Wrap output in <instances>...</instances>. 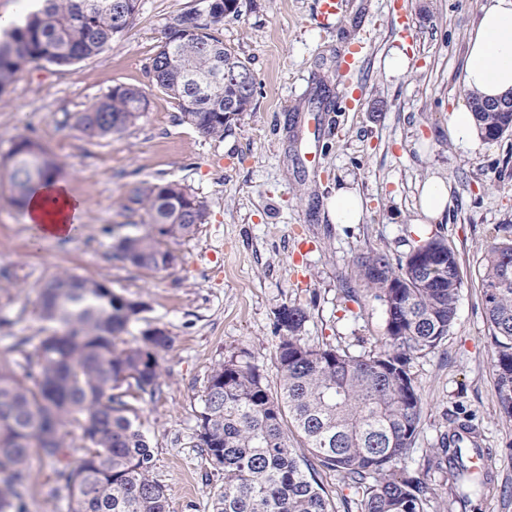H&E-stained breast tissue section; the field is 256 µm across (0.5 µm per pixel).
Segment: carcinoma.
<instances>
[{"label": "carcinoma", "mask_w": 512, "mask_h": 512, "mask_svg": "<svg viewBox=\"0 0 512 512\" xmlns=\"http://www.w3.org/2000/svg\"><path fill=\"white\" fill-rule=\"evenodd\" d=\"M139 0H44L21 27L0 43V91L31 61L72 65L100 53L138 11ZM224 10L214 0L180 13L167 24L165 41L151 63L154 85L178 102L182 121L203 134L224 138L251 110L254 93L224 86L220 64L252 74L247 62L224 44ZM479 138L493 143L512 133V112L480 110L470 95ZM147 107L136 87L117 86L77 118L90 137L125 130ZM12 200L22 208L36 187L60 173L59 161L23 139L11 153ZM150 230L120 238L115 248L134 266L166 269L177 262L168 243L191 238L205 223L202 201L183 185L151 187L141 199ZM485 312L495 346L494 368L501 414L512 419V238L491 243L480 272ZM356 303L376 300L385 313L377 351L353 355L308 344L305 309L284 304L276 352L279 390L250 362L217 363L201 398L197 444L224 487L213 512H334L318 469L334 471L343 486L361 495V512H427L424 473L398 467L420 425L422 401L411 373L416 355L436 349L457 313L462 274L457 254L443 237L431 236L393 259L370 250L356 261ZM39 314L52 324L23 374L0 365V512H26L32 453L53 465L56 491L66 512H170L163 486L151 475L153 454L131 417L134 409L112 394L124 382L155 392L160 377L154 355L170 343L160 328L143 332L144 346L120 348L118 340L137 314L105 282L60 274L42 286ZM75 425L86 453L69 461L66 433ZM294 431L311 458L290 443ZM464 424L444 435L425 470L448 468L461 507L487 480L475 481L463 451Z\"/></svg>", "instance_id": "cac0c4a2"}]
</instances>
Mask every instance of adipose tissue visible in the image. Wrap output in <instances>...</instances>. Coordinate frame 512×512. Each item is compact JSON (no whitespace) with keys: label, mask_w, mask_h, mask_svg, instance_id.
I'll list each match as a JSON object with an SVG mask.
<instances>
[{"label":"adipose tissue","mask_w":512,"mask_h":512,"mask_svg":"<svg viewBox=\"0 0 512 512\" xmlns=\"http://www.w3.org/2000/svg\"><path fill=\"white\" fill-rule=\"evenodd\" d=\"M466 87L494 99L512 90V0H485L468 41ZM68 186L51 180L25 206V221L44 239L61 240L82 212Z\"/></svg>","instance_id":"1"}]
</instances>
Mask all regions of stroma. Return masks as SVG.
<instances>
[{"label":"stroma","mask_w":512,"mask_h":512,"mask_svg":"<svg viewBox=\"0 0 512 512\" xmlns=\"http://www.w3.org/2000/svg\"><path fill=\"white\" fill-rule=\"evenodd\" d=\"M482 3L340 0L336 16L325 19L321 0H239L223 38L248 61L256 90L251 111L220 140L181 122L177 101L156 88L151 73L169 19L200 8V0H139L131 24L96 56L73 66L26 64L0 92V162L20 140L38 142L61 163L84 212L68 239H34L0 169V315L12 322L9 338L0 339V364L32 352L14 337L46 335L39 292L58 272L106 280L115 294L141 303L125 346L156 327L171 345L157 354L155 394L132 386L125 399L149 439L151 474L171 512H212L224 474L196 446V415L213 366L247 361L277 387V313L285 304L306 309L309 344L354 355L378 348L382 306L345 298L356 257L379 249L398 258L436 234L456 250L463 284L446 339L411 362L423 409L405 464L417 469L453 422L470 421L489 456L491 488L472 494L463 511L447 473L431 470L427 512H512V419L497 402L478 275L498 231L512 237V135L464 148L448 134L449 112L468 98V37ZM400 10L413 40L397 33ZM352 49L355 65L335 77L338 56ZM395 51L409 60L401 75L385 69ZM321 78L348 96L319 115L313 172L302 161L299 123ZM118 85L142 90L146 112L122 133L86 136L75 114ZM431 175L447 178L450 198L442 219L421 228L414 223L418 186ZM173 181L207 209L192 239L171 243L177 264L152 271L116 258L115 237L149 229L140 194ZM347 183L364 198L363 220L331 223L326 200ZM28 469L27 512H61L52 465L34 455Z\"/></svg>","instance_id":"obj_1"}]
</instances>
